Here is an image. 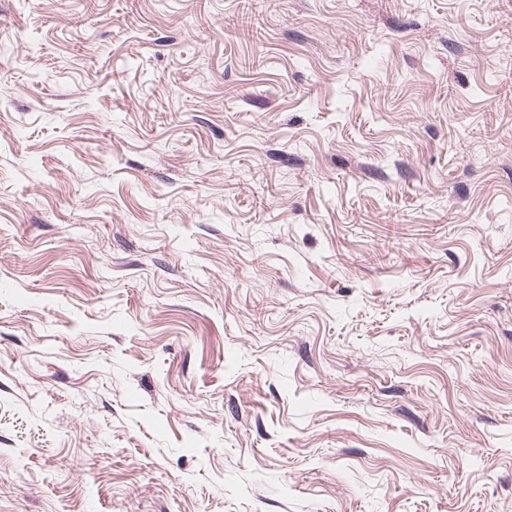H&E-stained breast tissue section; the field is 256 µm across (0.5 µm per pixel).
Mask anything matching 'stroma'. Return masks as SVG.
Returning <instances> with one entry per match:
<instances>
[{
  "label": "stroma",
  "instance_id": "stroma-1",
  "mask_svg": "<svg viewBox=\"0 0 512 512\" xmlns=\"http://www.w3.org/2000/svg\"><path fill=\"white\" fill-rule=\"evenodd\" d=\"M0 512H512V0H0Z\"/></svg>",
  "mask_w": 512,
  "mask_h": 512
}]
</instances>
